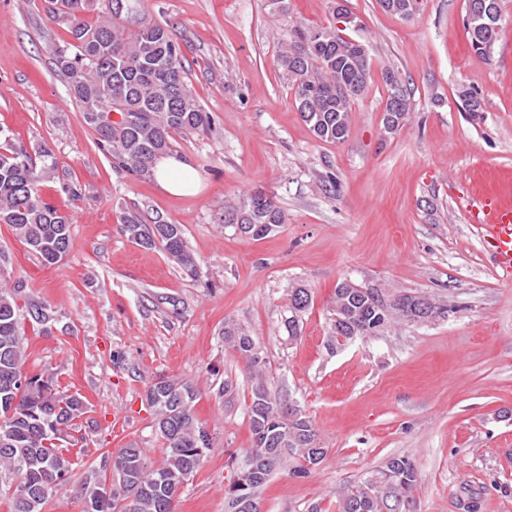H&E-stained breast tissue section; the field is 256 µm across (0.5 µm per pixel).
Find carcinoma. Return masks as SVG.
I'll return each instance as SVG.
<instances>
[{"label": "carcinoma", "mask_w": 512, "mask_h": 512, "mask_svg": "<svg viewBox=\"0 0 512 512\" xmlns=\"http://www.w3.org/2000/svg\"><path fill=\"white\" fill-rule=\"evenodd\" d=\"M138 0H54L70 23L74 51L57 52L56 65L67 78L68 90L83 120L96 134L98 148L115 167L142 179L155 177L151 161L174 151L175 136L197 133L211 119L199 105L188 81L175 34L138 14ZM382 9L403 17L415 12L417 0H379ZM499 0H466V27L471 48L488 58L501 29ZM361 43L343 37L334 26L290 25L277 65L288 76L294 101L313 135L324 143H342L351 126L352 104L366 91L370 63L356 64ZM385 114H394L388 133L394 134L410 112L411 93L401 74L387 68ZM471 117L483 111L478 93L459 95ZM58 174L54 151L43 143L29 150L0 129V223L9 225L43 264H55L72 246L69 216L45 202L40 183ZM285 222L281 208L269 197L255 208L252 197L224 205V226L253 239H263ZM119 230L144 248L162 247L183 271L198 273L196 257L184 226L161 220L151 224L138 211L119 215ZM19 281L0 276V490L10 491V512H44L50 499L71 480L74 463L57 442L75 430L87 413L78 394L59 391L50 377L26 371V319L49 333L56 311L42 301L25 300ZM406 307L434 306L436 300L403 292ZM292 316L285 321L288 337L299 335L298 314L308 309L305 288L290 293ZM373 296L347 280L336 285L330 336L346 341L361 338L378 320ZM224 343L251 372L253 384L247 406L253 447L247 457L259 463L258 474H238L226 491L233 507L238 497L259 500L270 475L292 461V475L302 477L326 456L312 421L297 404L272 394L263 381L265 358L259 343L243 326L224 323ZM26 383H20L21 378ZM195 386L160 377L145 401L154 417L163 456L151 460L131 445L114 457L104 456L81 477V512H177L185 481L199 468L210 444L206 428L195 418ZM418 472L407 456L388 459L358 485L341 490L338 512H394L396 500L414 502Z\"/></svg>", "instance_id": "cac0c4a2"}]
</instances>
